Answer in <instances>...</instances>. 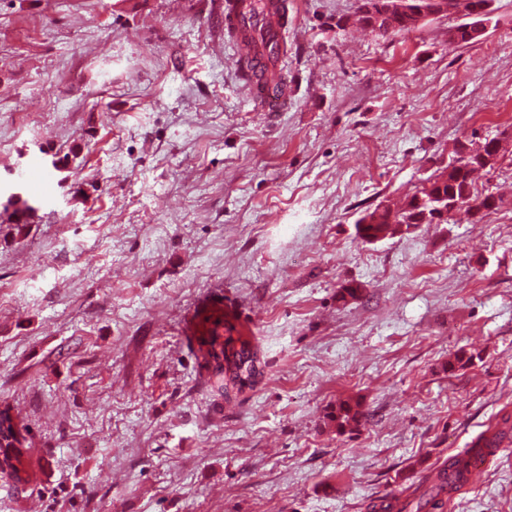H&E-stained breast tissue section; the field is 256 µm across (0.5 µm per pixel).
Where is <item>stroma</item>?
Segmentation results:
<instances>
[{"instance_id": "obj_1", "label": "stroma", "mask_w": 512, "mask_h": 512, "mask_svg": "<svg viewBox=\"0 0 512 512\" xmlns=\"http://www.w3.org/2000/svg\"><path fill=\"white\" fill-rule=\"evenodd\" d=\"M286 4L261 112L224 0H0V403L33 474L0 512H369L512 414V0L467 46L460 13L381 37L358 0ZM492 138L489 218L357 238ZM53 157L52 198L17 183ZM218 319L266 363L229 401L197 358ZM446 512H512V446ZM247 87L249 97L262 107L263 112H280V105L286 100V97L255 82H249ZM364 416L363 406L359 399H346L336 402L328 413L330 422L336 428V432L346 433L356 429Z\"/></svg>"}]
</instances>
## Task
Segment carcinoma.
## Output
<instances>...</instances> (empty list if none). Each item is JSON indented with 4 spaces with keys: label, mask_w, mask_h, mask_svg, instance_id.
I'll list each match as a JSON object with an SVG mask.
<instances>
[{
    "label": "carcinoma",
    "mask_w": 512,
    "mask_h": 512,
    "mask_svg": "<svg viewBox=\"0 0 512 512\" xmlns=\"http://www.w3.org/2000/svg\"><path fill=\"white\" fill-rule=\"evenodd\" d=\"M248 11L255 21L251 34L246 29L236 33L241 40L238 65L242 72L254 75L266 82L274 83L276 89L285 91L287 83L278 71H272L269 66L254 70V60L260 56L255 51L259 40L265 38L262 31L257 29L258 18L270 12H283V0H248ZM357 21L366 30L382 37L392 34L410 32L417 28L416 19L406 13L392 14L377 18L368 12L357 11ZM500 154V144L496 139L485 141L481 146L473 148L468 157L457 160L448 174V182H440V174L435 173L427 178L418 193L414 194L404 206L399 209L382 211L376 206L363 213L356 224L358 237L367 243L382 241L395 236L399 224H433L434 211L438 207L447 208V216L456 211H465L472 217L483 219L497 208L498 199L493 195H479L474 192L473 174L483 170L486 165L480 159V152ZM203 358V367L207 370L208 383L217 391L231 399V394H239L246 389L255 388L264 377L265 362L251 341L230 336H223L219 327L211 329L209 336L201 340L199 348ZM479 358V355L464 350L457 352L448 360V371L463 369ZM364 416L363 406L359 399H346L336 402L328 413L330 422L336 432L346 433L356 429ZM469 463L466 455L451 458L448 464L438 473L436 479L430 482L428 489L417 499L383 501L370 506L371 512H444L451 495L458 491L466 482Z\"/></svg>",
    "instance_id": "carcinoma-1"
}]
</instances>
